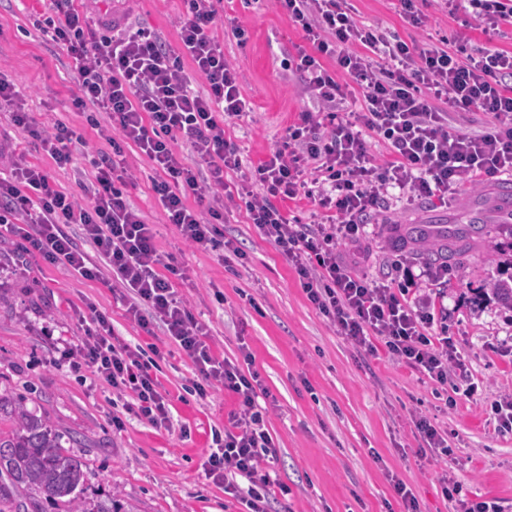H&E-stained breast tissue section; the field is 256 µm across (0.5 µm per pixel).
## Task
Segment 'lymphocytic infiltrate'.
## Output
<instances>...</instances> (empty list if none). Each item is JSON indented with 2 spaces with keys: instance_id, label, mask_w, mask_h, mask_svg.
<instances>
[{
  "instance_id": "1",
  "label": "lymphocytic infiltrate",
  "mask_w": 512,
  "mask_h": 512,
  "mask_svg": "<svg viewBox=\"0 0 512 512\" xmlns=\"http://www.w3.org/2000/svg\"><path fill=\"white\" fill-rule=\"evenodd\" d=\"M220 2L183 0L174 48L146 29L96 36L76 0H51L55 16L42 31L75 62L80 94L74 105L88 124L97 125V113L108 114L110 150L90 160L85 204L55 189L39 166L0 149V164L13 170L12 178L0 180V241L19 238L25 252L66 263L88 280L111 274L128 295L127 317L144 329L161 323L192 361L199 397L217 385L234 396L236 407L223 433L213 436L204 474L223 483L225 494L247 512H268L276 495L288 493L273 476L280 450L268 428L269 408L259 402L270 391L257 372L244 369L252 361L248 346H240L235 360L213 355L203 326L174 287L185 276L183 267L158 253L154 229L131 206L128 180L120 174L126 146H136L158 172L152 190L185 242L241 256L218 226L222 212L197 208L211 193L226 190L225 171L241 168L238 148L225 138L224 127L251 112L240 92L241 75L214 33ZM464 2L484 32L512 23V0H441L451 13ZM275 3L304 33L307 45L298 50L294 66L323 111L301 113L236 194L250 223L291 264L309 302L338 335L368 355L375 352L373 338H382L397 361L445 383L449 371L461 366L460 356L448 337L433 331L432 299L413 302L408 293L447 278V264L418 269L402 256L394 263L395 278L377 283L357 270L359 243L368 219L392 190L411 202L444 203L463 182L480 184L512 172V53L490 46L471 54L462 44L419 49L382 27L358 25L345 0ZM327 58L335 60L336 70L324 67ZM340 72L349 85L337 81ZM195 74L204 78L205 91L193 88ZM353 84L361 88L364 105L347 113L343 104ZM0 101L12 104L14 125L40 140L56 165L71 162L72 129L61 123L49 131L39 128L14 83L1 76ZM476 109L491 114L493 124L477 133L449 130L450 113ZM368 132L390 147L389 161L372 157L364 138ZM181 144L190 148L195 164L185 163L177 150ZM201 167L210 174L204 185L197 173ZM191 195L196 205L188 204ZM301 195L328 210L327 220L314 228L291 223L282 205ZM71 224L96 259L68 234ZM60 361L74 370L91 369L113 388L131 390L135 401L128 413L171 428L170 401L151 373L152 361L114 336L105 316L95 315L77 343L64 347Z\"/></svg>"
}]
</instances>
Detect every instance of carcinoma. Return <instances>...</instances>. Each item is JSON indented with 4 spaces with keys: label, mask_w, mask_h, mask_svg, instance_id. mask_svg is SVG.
Here are the masks:
<instances>
[{
    "label": "carcinoma",
    "mask_w": 512,
    "mask_h": 512,
    "mask_svg": "<svg viewBox=\"0 0 512 512\" xmlns=\"http://www.w3.org/2000/svg\"><path fill=\"white\" fill-rule=\"evenodd\" d=\"M474 228L457 227L422 232V237L447 240L448 256L464 250ZM12 422L8 434L0 432V512H28L32 500L16 495L20 487L37 493L45 501L66 508V512H133L120 494L112 495V505L89 506L82 499L85 465L61 444V435L46 419L29 411L24 401L0 396V415Z\"/></svg>",
    "instance_id": "cac0c4a2"
}]
</instances>
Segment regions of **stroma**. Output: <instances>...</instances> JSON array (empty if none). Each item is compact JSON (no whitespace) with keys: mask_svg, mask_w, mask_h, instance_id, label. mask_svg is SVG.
<instances>
[{"mask_svg":"<svg viewBox=\"0 0 512 512\" xmlns=\"http://www.w3.org/2000/svg\"><path fill=\"white\" fill-rule=\"evenodd\" d=\"M415 5L413 22L398 0H347L358 24L384 27L420 47L463 41L471 49L489 44L512 52L510 24L489 37L468 9L451 14L440 0ZM48 8L47 0H0V71L14 81L39 122L65 123L89 148L56 166L13 124L5 107L0 146L44 168L61 190L77 193L91 180L90 155L108 145L73 105L80 91L72 59L38 26ZM85 8L97 35H111L116 23L152 30L173 47L179 42L182 0H87ZM238 26L246 29V41L236 37ZM215 33L225 58L241 73L240 90L252 108L251 118L224 129L248 168L277 147L301 112L318 109L301 74L288 66L306 41L272 0H224ZM125 155L133 176L129 199L152 224L159 253L185 267L188 278L177 288L206 326L214 355L238 358L239 343H247L252 370L277 399L269 430L280 448L276 474L290 492L272 502V512H404L392 486L396 478L412 489L420 512H453L439 482L446 470L471 497L497 501L503 512H512V433L497 430L491 410L512 395V310L481 298L512 261L505 249L512 238L497 228L500 214H488L480 241L449 266L447 282L435 288L444 304L435 313V327L455 341L477 386L468 394L459 377L435 384L398 364L385 347L358 353L308 301L293 267L250 224L244 208L226 211L223 228L245 259H223L187 245L154 198L155 172L147 159L133 146ZM492 195V187L465 183L445 207L422 201L409 208L389 200L368 228L360 272L377 281L389 276L394 254L387 223H398L403 236L414 224L464 226L472 204ZM217 290L225 304L214 302ZM96 313L125 342L162 350L155 374L171 401V429L128 415L129 393L90 372L57 365L59 347L82 336ZM197 379L192 361L162 326L145 330L126 317L109 283L84 279L36 253L21 255L12 242L0 243V394L24 400L62 433L63 447L86 466L85 497L106 504L118 490L135 512H242L239 501L203 471L212 434L223 428L234 397L218 386L199 398L192 390ZM415 413L447 432L448 461L418 456ZM116 416L124 419L123 430L113 427Z\"/></svg>","mask_w":512,"mask_h":512,"instance_id":"35a3bbf8","label":"stroma"}]
</instances>
